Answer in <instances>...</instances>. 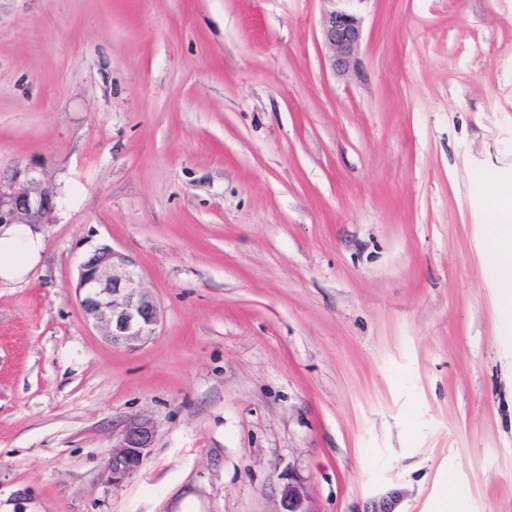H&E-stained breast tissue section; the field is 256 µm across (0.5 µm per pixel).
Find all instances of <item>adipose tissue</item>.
Segmentation results:
<instances>
[{
  "instance_id": "obj_1",
  "label": "adipose tissue",
  "mask_w": 512,
  "mask_h": 512,
  "mask_svg": "<svg viewBox=\"0 0 512 512\" xmlns=\"http://www.w3.org/2000/svg\"><path fill=\"white\" fill-rule=\"evenodd\" d=\"M491 231L486 242V257L502 271L508 287L502 296L505 311H512V194L499 195L490 210ZM43 241L26 224H13L0 229V281L14 283L24 279L36 265Z\"/></svg>"
}]
</instances>
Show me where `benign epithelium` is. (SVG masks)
Listing matches in <instances>:
<instances>
[{
    "mask_svg": "<svg viewBox=\"0 0 512 512\" xmlns=\"http://www.w3.org/2000/svg\"><path fill=\"white\" fill-rule=\"evenodd\" d=\"M321 34L332 51V73L345 77L354 67L363 40L361 18L352 0H327ZM54 187L44 182L36 168L26 166L8 180L0 179V227L49 223L56 208ZM76 293L85 321L101 330L114 345L134 350L152 340L161 320L154 297L142 287L137 263L131 256L109 246L99 247L80 265ZM154 423L132 418L112 435V453L106 464L108 481L122 485L143 465L153 448ZM397 496L390 492L375 499L368 512H394ZM278 512H315L302 478L283 477Z\"/></svg>",
    "mask_w": 512,
    "mask_h": 512,
    "instance_id": "obj_1",
    "label": "benign epithelium"
}]
</instances>
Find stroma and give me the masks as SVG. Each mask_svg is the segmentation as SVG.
Wrapping results in <instances>:
<instances>
[{"label":"stroma","mask_w":512,"mask_h":512,"mask_svg":"<svg viewBox=\"0 0 512 512\" xmlns=\"http://www.w3.org/2000/svg\"><path fill=\"white\" fill-rule=\"evenodd\" d=\"M0 0V177L58 206L0 283V512H512V0ZM157 300L135 351L75 287L101 246ZM132 416L153 448L105 463ZM331 7L325 11L321 34L332 51L328 65L335 77H345L354 67L363 40L361 18L351 8L355 0H322ZM491 231L486 242L488 262L506 275L508 288L502 296L508 316L512 311V194L499 195L490 209ZM154 423L146 418H132L112 435V453L106 464L108 481L120 486L143 465L153 448ZM280 491V507L277 512H316L311 505V498L302 478L288 472Z\"/></svg>","instance_id":"obj_1"}]
</instances>
